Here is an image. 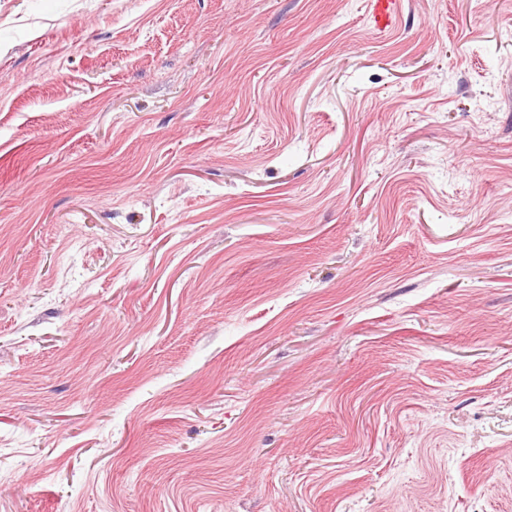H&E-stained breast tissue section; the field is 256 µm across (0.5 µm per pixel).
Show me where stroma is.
<instances>
[{
	"label": "stroma",
	"instance_id": "stroma-1",
	"mask_svg": "<svg viewBox=\"0 0 512 512\" xmlns=\"http://www.w3.org/2000/svg\"><path fill=\"white\" fill-rule=\"evenodd\" d=\"M0 0V512H512V0ZM399 6L400 0H373L372 11L377 31H384L389 26V23L397 14Z\"/></svg>",
	"mask_w": 512,
	"mask_h": 512
}]
</instances>
